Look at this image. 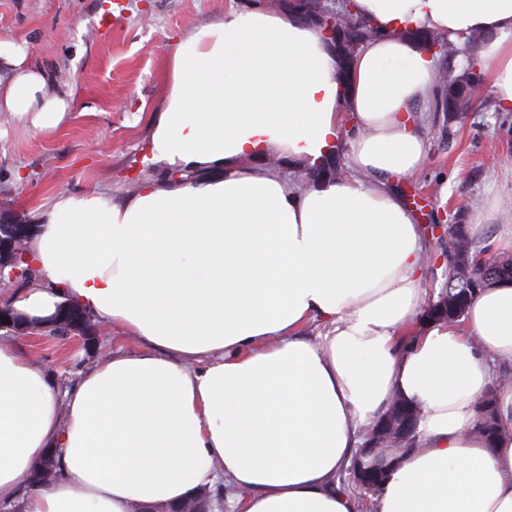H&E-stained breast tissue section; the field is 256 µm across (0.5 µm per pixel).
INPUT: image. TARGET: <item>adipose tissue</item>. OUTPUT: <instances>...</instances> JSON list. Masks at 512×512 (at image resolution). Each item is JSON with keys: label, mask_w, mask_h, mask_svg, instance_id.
<instances>
[{"label": "adipose tissue", "mask_w": 512, "mask_h": 512, "mask_svg": "<svg viewBox=\"0 0 512 512\" xmlns=\"http://www.w3.org/2000/svg\"><path fill=\"white\" fill-rule=\"evenodd\" d=\"M375 37L349 62L299 8L233 9L167 57L147 161L176 175L135 194L58 193L35 215L38 287L13 295L45 319L64 304L137 338L68 385L0 340V512H135L223 487L235 512H359L337 474L394 398L418 436L374 512H512V280L486 282L462 324L411 333L425 240L390 182L420 172L437 95L418 40L485 34L472 56L512 111V0H349ZM0 41V112L59 128L72 97ZM347 173L305 189L275 158ZM311 322L323 336L304 335ZM495 392L494 442L476 402ZM57 451L56 480L32 489Z\"/></svg>", "instance_id": "1"}]
</instances>
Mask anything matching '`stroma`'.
I'll list each match as a JSON object with an SVG mask.
<instances>
[{
    "instance_id": "35a3bbf8",
    "label": "stroma",
    "mask_w": 512,
    "mask_h": 512,
    "mask_svg": "<svg viewBox=\"0 0 512 512\" xmlns=\"http://www.w3.org/2000/svg\"><path fill=\"white\" fill-rule=\"evenodd\" d=\"M263 2L0 0V40L27 42L31 65L54 87L74 93L73 110L55 132L0 118V209L25 221L61 191L100 188L123 197L141 176L169 180V172L145 160L169 51L182 32ZM494 99L486 79L464 119L432 113L420 191L402 178L391 184L426 228L427 251H448L447 238L430 234L434 223L483 224L489 239L512 232V221L492 209L512 195V112L500 111ZM15 340L63 384L96 358L81 341L42 331Z\"/></svg>"
}]
</instances>
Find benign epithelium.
Instances as JSON below:
<instances>
[{"label":"benign epithelium","instance_id":"benign-epithelium-1","mask_svg":"<svg viewBox=\"0 0 512 512\" xmlns=\"http://www.w3.org/2000/svg\"><path fill=\"white\" fill-rule=\"evenodd\" d=\"M320 23L324 25L325 32L334 36L342 25L355 23L347 10V0H334L333 6L321 14ZM479 76L472 74L468 81L452 83L448 87V110L458 111L461 103L473 105L479 90ZM29 237L26 226L17 223L12 216L0 212V284L4 282L25 281L33 283V279L20 269V263L28 260L24 251V243ZM50 325L63 329L66 335H81L93 343L95 337L84 328L83 314L67 307L51 319ZM23 322L16 316L11 304H0V331L7 333L24 330ZM418 417V410L403 401L393 405L392 411L381 417L375 429L369 431L366 441L359 449V453L351 465L352 481L359 491H367L373 479L383 476L397 460L394 449L398 447L402 437L413 431ZM137 512H212V504L205 493L195 495L176 505H157L152 508L137 509Z\"/></svg>","mask_w":512,"mask_h":512}]
</instances>
